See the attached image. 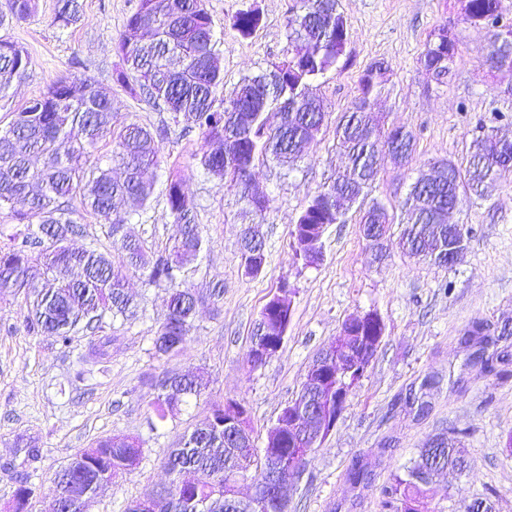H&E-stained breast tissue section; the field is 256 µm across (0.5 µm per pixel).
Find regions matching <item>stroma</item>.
Masks as SVG:
<instances>
[{
  "label": "stroma",
  "instance_id": "1",
  "mask_svg": "<svg viewBox=\"0 0 512 512\" xmlns=\"http://www.w3.org/2000/svg\"><path fill=\"white\" fill-rule=\"evenodd\" d=\"M73 25L54 24L57 0H38L31 17L16 22L8 37L29 54L25 77L0 100V127L13 111L38 97L62 77L92 78L111 85L121 64L113 43L138 0H80ZM292 0H206L214 22L225 88L265 69L287 48V10ZM262 13L260 28L248 38L232 27L249 7ZM463 0H338L349 30L352 64L320 77L329 116L315 144L290 166L257 161L253 180L271 200L261 221L266 265L246 275L238 259L244 224L236 191H227L199 168V131L170 126L161 162L150 172L154 201L130 230L148 252L165 248L179 234L164 201L170 174H181L196 203V221L206 249L189 280L202 298L190 340L180 355L160 360L153 339L167 312L165 286L145 272L128 274L129 291L139 302L129 320L104 321L96 335L112 338L106 369H81L79 358L91 335L78 334L70 352L53 337L26 328L25 293L0 291V512H11L16 489L36 487L33 512H53L54 476L78 449L114 434L140 440L139 465L100 488L91 512H124L129 501L147 496L169 476L164 460L171 448L204 421L214 403L235 399L248 409L256 448H263L278 410L298 395L309 364L340 335L352 315L377 312L386 330L364 377L354 387L332 432L312 453L313 462L290 487L289 512H382L381 490L392 474L410 464L431 436L455 430L468 451L469 470L450 471L432 487L430 512H465L476 497L488 498L493 512H512V364L502 375L484 376L468 360L478 352L464 343L465 330L478 321L512 330V173L493 182L482 197L467 198L453 217L465 225L468 241L448 269L405 254L392 225L383 257L371 252L349 211L343 224L329 225L323 258L313 266L293 259L291 226L317 190L342 166L335 149L336 119L354 99L361 70L375 59L389 64V83L374 102L387 123L411 129L412 162L385 161L369 196L399 212L410 184L424 164L436 159L462 162L478 125L492 121L512 138V75L490 71L478 59L486 30L465 24ZM451 27L458 49L447 80L435 81L417 60L429 34ZM117 121L157 128L169 115L143 97L115 89ZM223 281L224 294L209 290ZM294 292L292 319L282 349L260 367L247 363L254 322L282 283ZM192 372L207 384L175 415L155 424L151 391L144 381L164 372ZM37 457H29V445ZM368 464L369 484L350 478L356 462Z\"/></svg>",
  "mask_w": 512,
  "mask_h": 512
}]
</instances>
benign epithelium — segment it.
Segmentation results:
<instances>
[{"label": "benign epithelium", "mask_w": 512, "mask_h": 512, "mask_svg": "<svg viewBox=\"0 0 512 512\" xmlns=\"http://www.w3.org/2000/svg\"><path fill=\"white\" fill-rule=\"evenodd\" d=\"M370 317L376 318L378 314L367 312L346 319L340 335L308 366L304 382L328 393V403L302 419L295 401L288 402L267 434L261 459L268 483L278 495L283 512H288V486L302 471V463L312 452V446L323 443L335 427L347 398L366 373L382 342L380 336L362 335V326ZM284 339L280 328L273 326L267 338L268 345L254 346L252 359L259 364L265 363L281 350ZM247 419L246 408L232 402L224 403V424L239 426ZM283 438L290 444L286 459L277 452V444Z\"/></svg>", "instance_id": "1"}]
</instances>
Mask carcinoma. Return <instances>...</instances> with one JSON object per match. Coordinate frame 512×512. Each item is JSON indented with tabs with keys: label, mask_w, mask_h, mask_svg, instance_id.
Returning <instances> with one entry per match:
<instances>
[{
	"label": "carcinoma",
	"mask_w": 512,
	"mask_h": 512,
	"mask_svg": "<svg viewBox=\"0 0 512 512\" xmlns=\"http://www.w3.org/2000/svg\"><path fill=\"white\" fill-rule=\"evenodd\" d=\"M36 0H7L0 10V29L24 20ZM80 17L79 0H59L54 23L66 28ZM260 11L238 12L232 28L247 38L259 28ZM464 22L490 31L479 59L493 71L512 74V23L504 20V0H465ZM288 50L257 74L243 77L232 89L215 48L213 19L205 0H138L114 43L122 66L112 83L143 96L170 113L175 124L197 129L203 144L195 154L199 166L227 188H234L244 213L261 215L268 198L246 193L256 160L293 163L311 145L325 122L328 105L315 85L318 77L346 55L348 28L337 0H296L288 10ZM456 35L447 26L434 29L418 58L419 65L441 80L448 76V54L456 53ZM28 54L0 36V100L13 82L28 70ZM389 67L374 60L362 70L357 95L336 121V149L348 159L310 196L291 229L294 258L307 263L304 242L317 230L345 223L346 211L336 210V196L360 203L358 224L371 225L385 235L389 225H404L399 244L413 257L448 266V241L456 236L448 226V210L466 196H482L488 184L512 172V157L502 158L494 129L480 125L465 168L451 160L434 161L444 167L434 181L411 184L400 218L383 204L367 200L387 151L411 161L415 135L404 126L387 127L369 104L385 91ZM279 121L273 125L269 114ZM167 130H150L137 123L117 125L112 112V88L89 78H65L14 113L0 129V219L18 225L12 244L0 248V290L21 291L39 278L42 288L29 301L32 325L56 338L62 348L79 329L95 331L105 315L123 320L135 316L138 303L129 293L126 275L114 267L111 255L95 248L73 250L69 237L80 228L74 220L80 208L108 225L107 235L119 246L126 265L148 271L149 282L170 290L168 311L153 341L159 358L179 353L192 328L199 298L188 284L190 265L204 247L196 206L185 193L178 174L168 178L166 208L180 225L178 238L163 250L147 254L143 242L125 230L138 209L153 202V183L147 170L159 165ZM110 139L114 148L107 160H91L96 145ZM44 158L34 168L31 158ZM240 266L258 274L266 263L265 242L258 224L245 225L239 247ZM292 311L270 304L261 309L251 337L264 341V322L277 321L288 329ZM154 416L165 420L204 386L195 375L164 373L151 383ZM224 404L212 407L209 417L185 434L169 453L165 468L169 483L153 493L158 512H277L273 500L251 506L233 497L241 478L255 483L264 472L255 454L225 445ZM139 443L129 437L106 436L74 453L54 477L56 512H91L100 485L131 470L140 457ZM441 458L453 468L467 458L455 431L442 448L423 445L411 466L403 468L383 490L384 512H428L423 474ZM35 489L27 484L14 494L13 512H32Z\"/></svg>",
	"instance_id": "1"
}]
</instances>
